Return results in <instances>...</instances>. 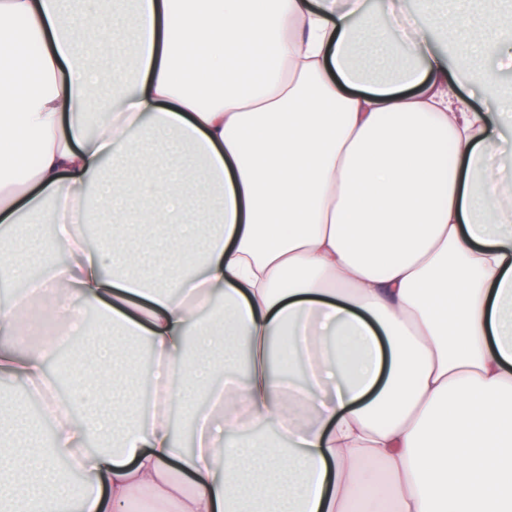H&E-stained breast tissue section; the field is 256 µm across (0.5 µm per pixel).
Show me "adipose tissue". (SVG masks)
Here are the masks:
<instances>
[{"label": "adipose tissue", "instance_id": "1", "mask_svg": "<svg viewBox=\"0 0 512 512\" xmlns=\"http://www.w3.org/2000/svg\"><path fill=\"white\" fill-rule=\"evenodd\" d=\"M65 3L0 0V224L56 216L37 292L0 304V376L49 404L37 337L93 355L48 438L0 431V512H512V181L490 168L512 112L454 89L494 88L512 28L470 0ZM148 131L192 149L216 210L142 168ZM12 242L0 288L33 262Z\"/></svg>", "mask_w": 512, "mask_h": 512}]
</instances>
